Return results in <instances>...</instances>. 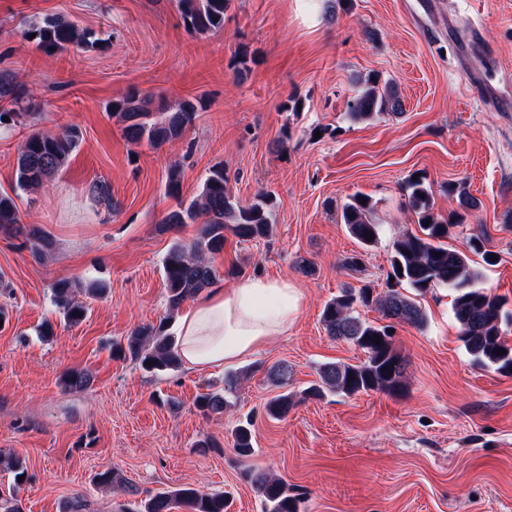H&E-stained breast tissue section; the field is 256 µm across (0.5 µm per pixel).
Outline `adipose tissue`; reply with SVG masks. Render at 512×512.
<instances>
[{"instance_id": "adipose-tissue-1", "label": "adipose tissue", "mask_w": 512, "mask_h": 512, "mask_svg": "<svg viewBox=\"0 0 512 512\" xmlns=\"http://www.w3.org/2000/svg\"><path fill=\"white\" fill-rule=\"evenodd\" d=\"M302 292L285 278H245L232 288L213 287L181 315L178 346L191 369L221 368L257 354L270 337L298 317Z\"/></svg>"}]
</instances>
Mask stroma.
I'll return each mask as SVG.
<instances>
[{
	"label": "stroma",
	"mask_w": 512,
	"mask_h": 512,
	"mask_svg": "<svg viewBox=\"0 0 512 512\" xmlns=\"http://www.w3.org/2000/svg\"><path fill=\"white\" fill-rule=\"evenodd\" d=\"M56 16L88 38L80 52L25 37ZM1 72L35 108L0 126V191H11L31 131L75 125L83 140L62 172L17 201L21 223L52 243L44 257L0 232V452L27 469L19 482L0 461V497L22 512H64L77 496L84 512H127L147 494L191 487L229 492L230 512H265L248 477L262 471L287 483L297 512H512V376L472 362L447 288L421 297L424 327H394L402 395L301 396L321 364L363 357L330 339L320 314L342 288L384 285L394 238L419 229L411 174L430 184L440 217L457 209V191L478 201L452 244L464 248L483 227L498 260L480 265V284L512 299V0H231L223 28L205 35L185 28L178 0H0ZM371 76L396 87L401 115L351 119L348 104ZM131 92L191 101L199 116L161 148H131L107 110ZM174 163L188 200L219 164L240 201L272 195V237L227 236L214 263L288 278L304 300L288 332L242 362L151 374L113 359L112 344L167 315L162 260L198 232L161 227ZM99 182L115 210L93 200ZM355 194L370 198L381 226L366 249L341 221ZM358 253L361 266L346 267ZM300 256L311 274L296 268ZM62 278L107 284L83 296L79 323H64L51 302ZM276 364L287 365L286 384L269 379ZM71 369L91 373V386L64 388ZM239 371L224 414L200 413L196 396ZM284 392L293 408L270 418L266 403ZM248 416L254 451L240 457L231 431ZM107 469L121 484H99Z\"/></svg>",
	"instance_id": "stroma-1"
}]
</instances>
